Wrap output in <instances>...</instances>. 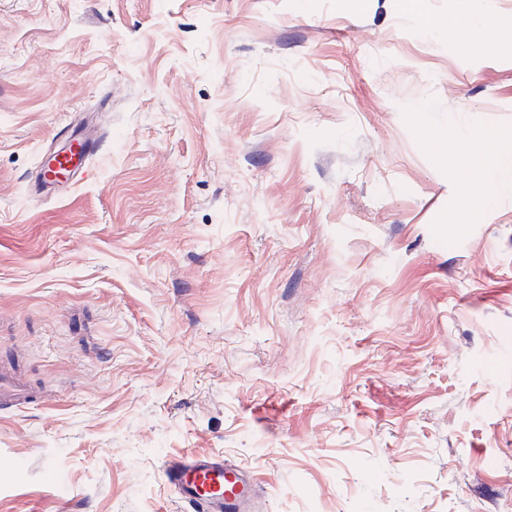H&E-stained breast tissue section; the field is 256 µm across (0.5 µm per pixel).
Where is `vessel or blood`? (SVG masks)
I'll return each instance as SVG.
<instances>
[{"label": "vessel or blood", "instance_id": "1", "mask_svg": "<svg viewBox=\"0 0 512 512\" xmlns=\"http://www.w3.org/2000/svg\"><path fill=\"white\" fill-rule=\"evenodd\" d=\"M97 143L84 135L66 138L49 155L43 171L51 186L75 184L83 175ZM38 394L14 367H0V409H22ZM163 474L189 512H255L257 491L253 476L222 455L188 454L165 462Z\"/></svg>", "mask_w": 512, "mask_h": 512}]
</instances>
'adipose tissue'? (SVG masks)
<instances>
[{
  "instance_id": "adipose-tissue-1",
  "label": "adipose tissue",
  "mask_w": 512,
  "mask_h": 512,
  "mask_svg": "<svg viewBox=\"0 0 512 512\" xmlns=\"http://www.w3.org/2000/svg\"><path fill=\"white\" fill-rule=\"evenodd\" d=\"M437 142L452 150L468 169L490 175L491 185L465 183L459 199L460 222L469 223L481 213L490 188L512 183V133L500 130L475 129L467 134L439 128Z\"/></svg>"
}]
</instances>
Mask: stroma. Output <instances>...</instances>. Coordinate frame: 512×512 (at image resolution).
Segmentation results:
<instances>
[{"mask_svg": "<svg viewBox=\"0 0 512 512\" xmlns=\"http://www.w3.org/2000/svg\"><path fill=\"white\" fill-rule=\"evenodd\" d=\"M459 0H0V512H512V190L434 126L512 131V45ZM100 150L42 188L54 135ZM425 25L430 30H447L448 27V32L451 33L457 41L465 43L469 49L476 47L485 50H493L502 43H510L512 39V27L503 25L493 18L484 17L463 32L453 30L449 23L447 25V23L435 22L431 19H427ZM473 27H481L485 31L487 39L483 42H472L469 37V30ZM25 375L14 367H0V409H23L38 399ZM163 474L178 499L193 512H255L254 477L220 454H187L165 462ZM224 475L233 489L224 494Z\"/></svg>", "mask_w": 512, "mask_h": 512, "instance_id": "obj_1", "label": "stroma"}]
</instances>
